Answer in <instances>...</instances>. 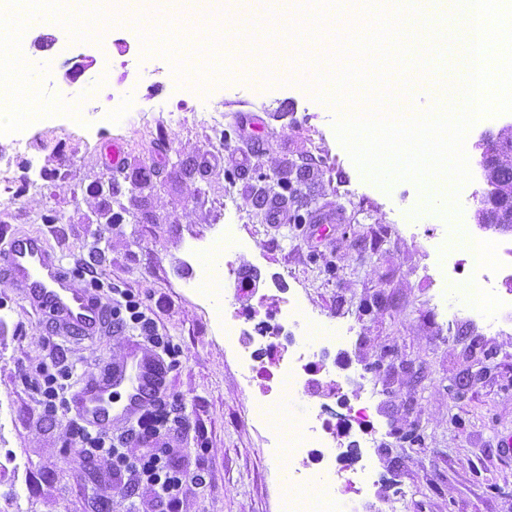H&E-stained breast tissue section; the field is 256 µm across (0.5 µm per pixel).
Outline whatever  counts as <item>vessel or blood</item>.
<instances>
[{
	"label": "vessel or blood",
	"mask_w": 512,
	"mask_h": 512,
	"mask_svg": "<svg viewBox=\"0 0 512 512\" xmlns=\"http://www.w3.org/2000/svg\"><path fill=\"white\" fill-rule=\"evenodd\" d=\"M447 20L444 6H437L427 30L415 35L411 44L412 57L427 56L435 71L443 70L447 62ZM0 271L27 288L37 308L60 317L77 333L90 336L112 322L111 314L88 289L71 284L58 258L38 239H15L8 248L0 249ZM159 374L154 358L130 354L126 361L85 383L74 394L72 408L93 429L105 428L120 417H135L153 402Z\"/></svg>",
	"instance_id": "1"
}]
</instances>
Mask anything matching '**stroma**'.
<instances>
[{"label": "stroma", "mask_w": 512, "mask_h": 512, "mask_svg": "<svg viewBox=\"0 0 512 512\" xmlns=\"http://www.w3.org/2000/svg\"><path fill=\"white\" fill-rule=\"evenodd\" d=\"M305 17L288 19L270 0L259 20L228 34L224 49L201 44L187 71L173 72L187 43L209 35L223 16L174 28L155 20L151 36L138 19L113 16L106 38L49 19L13 23L7 40L25 38L36 87L20 83L19 112H49L52 124L0 125V232L42 238L72 283L112 306V289L138 295L162 335L168 356L140 335L116 329L95 339L66 333L58 317L36 309L25 288L0 272V512H163L146 485L112 478V459L87 449L67 423L71 408L49 411L47 375L68 393L131 348L159 358L163 395L189 418L167 438L171 461L205 468L189 486L181 512H281V482L307 477L297 494L312 497L318 468L296 449L271 452L275 434H301L308 398L284 396L267 421L252 418L258 384L243 385L239 357L224 344L226 309L254 321L279 317L289 293L350 333L322 362L368 422L353 429L345 459L370 462L375 486L359 488L360 512H512V312L499 306L512 282L486 291L480 269L496 256L470 253L465 236L511 243L512 234L476 224L487 186L479 166L485 132L512 123V112L480 120L465 152L472 179L459 196L461 233L438 208L415 215L419 188L367 180L340 144L338 109L320 101L301 69L314 56ZM312 21L345 36L363 32L360 5L345 0ZM458 20L448 23V70L392 72L397 109L425 112L465 75ZM256 52L276 76L256 80L235 66ZM224 109V131L199 123L212 105ZM125 113L123 123L105 120ZM122 148L120 163L107 157ZM250 162H241V154ZM208 166H201V159ZM39 174L29 185L30 170ZM232 208H225L226 196ZM282 199L290 215L271 223L266 202ZM247 244L237 264L261 274L255 296H240L210 252L225 225ZM216 276L200 279V270ZM100 287H92V278ZM478 300L498 326L467 313Z\"/></svg>", "instance_id": "1"}]
</instances>
